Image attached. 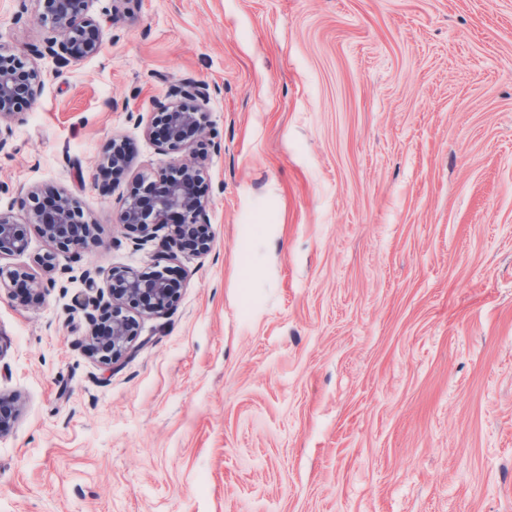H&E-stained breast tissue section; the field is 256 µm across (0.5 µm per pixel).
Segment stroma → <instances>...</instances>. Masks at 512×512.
Wrapping results in <instances>:
<instances>
[{
  "label": "stroma",
  "instance_id": "obj_1",
  "mask_svg": "<svg viewBox=\"0 0 512 512\" xmlns=\"http://www.w3.org/2000/svg\"><path fill=\"white\" fill-rule=\"evenodd\" d=\"M127 7L60 66L37 0H0V51L43 74L0 210L62 192L97 237L56 279L37 227L0 259L39 285L0 291V512H512V0ZM186 78L209 125L165 152L145 123ZM191 159L210 250L105 364L84 301L159 249L122 200Z\"/></svg>",
  "mask_w": 512,
  "mask_h": 512
}]
</instances>
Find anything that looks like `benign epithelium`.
I'll return each instance as SVG.
<instances>
[{
	"label": "benign epithelium",
	"mask_w": 512,
	"mask_h": 512,
	"mask_svg": "<svg viewBox=\"0 0 512 512\" xmlns=\"http://www.w3.org/2000/svg\"><path fill=\"white\" fill-rule=\"evenodd\" d=\"M40 19L53 33L44 54L57 63H68L97 54L101 48L103 26L93 10L95 0H38ZM43 85L40 70L22 57L0 54V120L10 119L37 97ZM170 96L178 102L159 105L149 134L163 150H183L189 138L200 133L208 123L202 106L210 100L209 86L188 80L172 88ZM122 145L112 143L104 163L111 168L127 164ZM207 190L198 168L182 162L151 175H143L123 202L119 224L133 233L149 235L150 231L168 229L162 250L155 256L158 271L142 275L128 270H112L107 276V292L99 293L91 306L101 314L88 315L89 346L94 355L108 363H116L133 351L139 324L130 310L141 308L149 313L164 314L176 301L178 286L168 277L173 269L165 262L177 252L191 248L199 253L210 249L209 220L206 213ZM26 210V221L20 222L9 213L0 212V258L24 252L27 248V226L34 225L56 249L79 251L95 240V225L82 219L73 201L65 196L55 198V206L45 209L31 191L19 194ZM11 281L20 289L28 288V273L22 270L4 272L0 267V287Z\"/></svg>",
	"instance_id": "obj_1"
}]
</instances>
